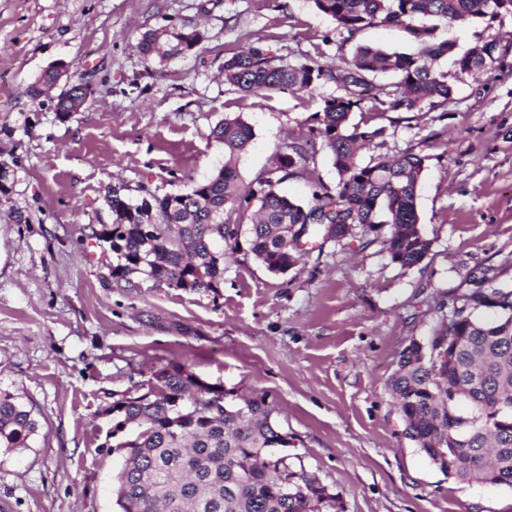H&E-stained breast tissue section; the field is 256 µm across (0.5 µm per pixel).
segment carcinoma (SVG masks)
Listing matches in <instances>:
<instances>
[{"instance_id": "cac0c4a2", "label": "carcinoma", "mask_w": 512, "mask_h": 512, "mask_svg": "<svg viewBox=\"0 0 512 512\" xmlns=\"http://www.w3.org/2000/svg\"><path fill=\"white\" fill-rule=\"evenodd\" d=\"M337 28L354 35L374 23L401 25L420 45L416 54L359 45L338 74L316 62L290 64L250 46L224 61V85L244 96L308 89L336 78L347 94L324 102L318 135L330 152L339 180L336 193L314 192L304 206L277 190L305 157L303 144L286 143L267 172L245 185L238 163L252 139L241 117L227 115L210 131L224 147V165L188 192L159 194L140 187L132 198L110 189L105 201L112 222L89 226L90 236L108 244L112 277L144 275L184 291H206L224 280V249L239 248L242 225L224 222V212L258 200L248 227L249 249L271 273L299 262L302 239L320 234L342 240L356 229L386 239L393 262L411 268L427 256L430 242L418 227L416 193L425 157L407 151L390 161L363 164L360 150L379 131H362L351 113L419 111L424 101L448 100L447 74L431 60L452 49L434 43L441 27L476 18L512 14V0H314ZM203 40L197 28L173 34L148 29L137 49L150 64L186 54ZM490 51H468L459 70L486 69ZM393 73L386 90L373 81ZM54 86L49 72L27 89L31 100ZM89 86L78 82L57 97L56 115L84 103ZM503 272H471L448 303L438 307L441 326L401 352L389 388L404 423V436L445 475L461 482L512 486V284ZM111 436L125 460L118 474L120 512H345L333 492L299 463L293 435L275 420L266 396L221 399L180 365L163 366L147 391L113 403ZM37 430L19 394L0 388V448L29 447Z\"/></svg>"}]
</instances>
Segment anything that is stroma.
<instances>
[{"mask_svg":"<svg viewBox=\"0 0 512 512\" xmlns=\"http://www.w3.org/2000/svg\"><path fill=\"white\" fill-rule=\"evenodd\" d=\"M184 26L204 34L192 53L143 62L142 32ZM435 39L454 45L434 63L451 98L351 115L373 134L363 162L424 156L426 258L401 267L384 238L358 234L275 275L244 241L218 288L188 292L113 278L109 248L87 231L110 223L109 187L135 197L143 185L186 192L207 180L224 163L209 133L227 114L253 129L243 182L292 141L308 155L280 193L306 203L314 183L338 182L315 114L343 88L323 80L244 96L227 90L225 59L255 43L333 70L356 45L413 53L416 42L385 24L348 34L313 0H0V81L11 87L0 96V161L14 179L0 197V387L38 424L28 447L0 451V512H119L123 457L107 446V410L168 364L267 395L306 470L341 492L346 512H512V487L448 478L406 439L387 388L402 350L438 327L437 303L470 272L502 268L512 282V16L442 27ZM490 41L509 49L492 69H457L458 55ZM59 63L93 89L65 122L54 95H27Z\"/></svg>","mask_w":512,"mask_h":512,"instance_id":"stroma-1","label":"stroma"}]
</instances>
